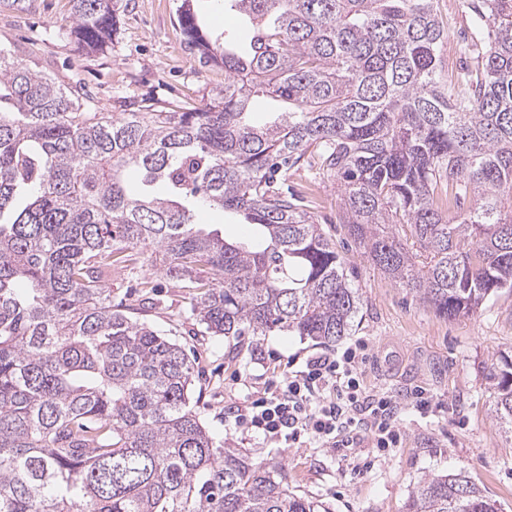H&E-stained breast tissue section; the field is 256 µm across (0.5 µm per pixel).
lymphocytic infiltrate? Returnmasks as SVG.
<instances>
[{
    "label": "lymphocytic infiltrate",
    "mask_w": 512,
    "mask_h": 512,
    "mask_svg": "<svg viewBox=\"0 0 512 512\" xmlns=\"http://www.w3.org/2000/svg\"><path fill=\"white\" fill-rule=\"evenodd\" d=\"M366 350L362 343L317 353L300 369L283 370L236 408V427L287 448L314 444L342 457L364 440L382 454L398 447L402 406L395 396L369 392L361 385Z\"/></svg>",
    "instance_id": "1"
}]
</instances>
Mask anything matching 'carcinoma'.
I'll return each mask as SVG.
<instances>
[{"label":"carcinoma","instance_id":"cac0c4a2","mask_svg":"<svg viewBox=\"0 0 512 512\" xmlns=\"http://www.w3.org/2000/svg\"><path fill=\"white\" fill-rule=\"evenodd\" d=\"M72 2L77 50L103 49L112 0ZM466 3L482 32L446 77L435 0H224L245 41L180 0L187 47L224 68L189 111L116 117L0 47V512H318L281 462L215 445L189 355L113 307L102 275L158 249L205 333L336 343L359 293L283 188L310 151L340 186L339 223L436 314L511 289L512 0ZM260 94L288 110L250 122ZM198 207L242 217L255 243L195 223ZM490 375L512 432V355ZM407 512L497 508L434 474Z\"/></svg>","mask_w":512,"mask_h":512}]
</instances>
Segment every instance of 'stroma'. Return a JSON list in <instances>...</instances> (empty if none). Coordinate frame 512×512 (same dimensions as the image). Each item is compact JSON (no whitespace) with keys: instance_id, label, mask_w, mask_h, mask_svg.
Returning a JSON list of instances; mask_svg holds the SVG:
<instances>
[{"instance_id":"obj_1","label":"stroma","mask_w":512,"mask_h":512,"mask_svg":"<svg viewBox=\"0 0 512 512\" xmlns=\"http://www.w3.org/2000/svg\"><path fill=\"white\" fill-rule=\"evenodd\" d=\"M118 30L102 51H77L68 36L71 0H24L22 9L0 10V44L19 59L81 85L97 107L113 115L144 107L156 110L202 104L223 86L224 73L204 65L186 46L176 7L179 0H113ZM288 185L310 193L311 211L343 262L361 298L351 338L367 340L362 367L366 386L407 399L423 388L439 402L434 415L403 408L400 447L385 455L361 446L373 466L353 470L323 448H279L236 429L231 412L276 375L280 359L318 351L315 341L285 332L224 337L203 332L190 315V291L159 271L155 250H136L129 266L105 277L113 303L134 309L181 345L195 362V410L216 444L237 448L254 460L282 461L297 494L327 512H406L408 497L430 474L463 473L499 512H512V433L493 417L495 389L488 378L500 353H512V290L457 319L437 315L376 268L337 221L340 189L335 179L301 166Z\"/></svg>"}]
</instances>
